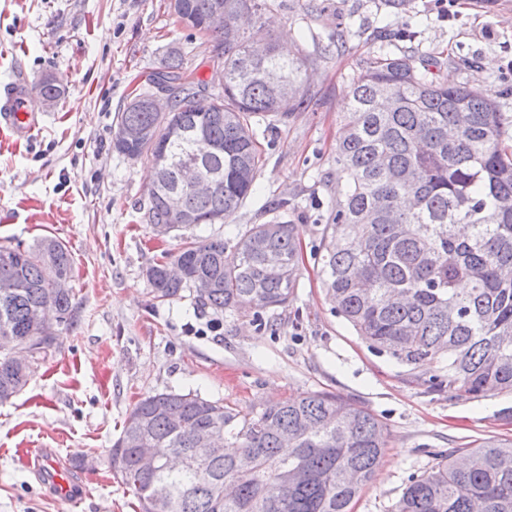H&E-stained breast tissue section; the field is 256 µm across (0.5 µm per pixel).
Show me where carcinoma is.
Returning <instances> with one entry per match:
<instances>
[{
  "label": "carcinoma",
  "mask_w": 512,
  "mask_h": 512,
  "mask_svg": "<svg viewBox=\"0 0 512 512\" xmlns=\"http://www.w3.org/2000/svg\"><path fill=\"white\" fill-rule=\"evenodd\" d=\"M191 30L224 8V27L208 32L212 58L224 64V90L208 112L192 106L209 93L206 82L169 52L146 80L167 93L166 117L127 106L112 133V149L147 156L155 168L146 223L154 228L228 224L253 193L260 160L254 117L280 123L307 103L306 58L281 54L262 28L246 31L238 17L260 19L269 0H181ZM405 56L371 61L348 90L347 133L336 145L341 189L331 243L321 271L336 312L369 343L401 365L441 363L433 382L475 398L512 392V152L504 145L512 120L481 89L443 85ZM145 131L137 141L123 130ZM196 159L212 192L182 191L184 223L168 214L167 194L179 188L180 166ZM405 197L413 204L401 205ZM282 266L268 270L269 261ZM301 259L294 225L254 224L230 246L197 235L174 256L178 274L164 264L146 270L154 298L173 299L198 278L212 288L194 297L203 310L248 314L259 323L288 304ZM72 257L45 237L28 248L0 247V335L29 346L40 361L54 346V326L70 323L71 292L55 293L68 279ZM46 310L35 332L32 311ZM32 374L0 350V402L27 385ZM177 414L178 422L169 420ZM214 430L233 453L206 456L196 445ZM288 432V454L280 433ZM170 448L180 460L155 469L136 465V442ZM385 448L382 423L336 395L316 392L241 415L220 401L191 392L148 395L130 410L111 459L141 512H351L371 481ZM512 512V441L459 448L422 475L412 474L391 512Z\"/></svg>",
  "instance_id": "obj_1"
}]
</instances>
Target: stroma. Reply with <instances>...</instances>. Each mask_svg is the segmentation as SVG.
Here are the masks:
<instances>
[{
	"label": "stroma",
	"instance_id": "obj_1",
	"mask_svg": "<svg viewBox=\"0 0 512 512\" xmlns=\"http://www.w3.org/2000/svg\"><path fill=\"white\" fill-rule=\"evenodd\" d=\"M265 31L308 57L307 108L273 131L254 118L264 160L231 223L158 239L142 220L152 165L114 151L112 130L171 48L183 47L185 67L209 79L210 43L177 21L169 0H0V89L48 75L63 86L53 105L34 97L31 141L0 135V245L44 236L65 244L74 303L52 355L0 403V512H141L110 449L133 406L161 392L190 390L243 414L321 391L365 408L383 424L386 447L353 512H390L409 476L446 452L512 439V393L438 390L434 368L371 350L337 315L318 263L349 84L386 51L431 58L435 80L483 89L512 117V0H273ZM277 215L294 224L302 261L293 298L264 325L197 310L189 294L153 298L147 268L187 237L233 238ZM35 448L73 465L80 503L29 469Z\"/></svg>",
	"mask_w": 512,
	"mask_h": 512
}]
</instances>
